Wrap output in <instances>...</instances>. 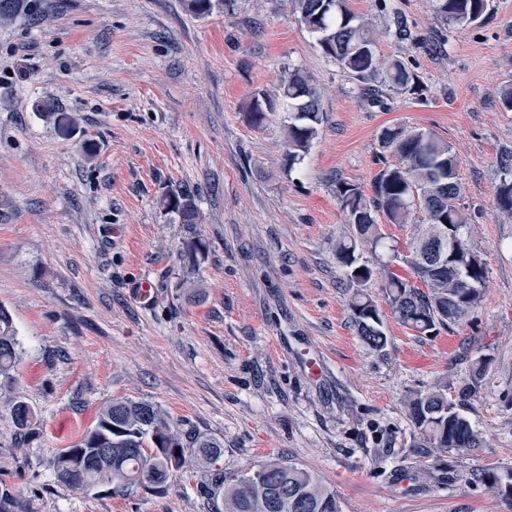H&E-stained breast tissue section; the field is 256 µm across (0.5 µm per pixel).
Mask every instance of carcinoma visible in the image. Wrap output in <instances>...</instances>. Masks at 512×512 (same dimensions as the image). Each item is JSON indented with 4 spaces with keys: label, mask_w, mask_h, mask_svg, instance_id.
<instances>
[{
    "label": "carcinoma",
    "mask_w": 512,
    "mask_h": 512,
    "mask_svg": "<svg viewBox=\"0 0 512 512\" xmlns=\"http://www.w3.org/2000/svg\"><path fill=\"white\" fill-rule=\"evenodd\" d=\"M215 7L214 0H184L185 10L195 16L209 14ZM25 8V0H0V23L11 21ZM434 8L442 21L467 26L488 17L489 0H435ZM295 10L321 52L357 81L366 83L382 74L393 87L415 84L416 75L403 62L381 57L369 23L350 10L349 0H295ZM280 108L288 112L286 163L291 168L309 150L324 120L320 94L306 75L290 71L282 77L276 98L258 95L252 99L248 116L254 126L263 127ZM40 112L65 137L76 128L75 118L47 103L40 105ZM380 143L396 157L397 164L376 174L371 195L354 184L336 181V196L350 227L336 245V259L356 286L350 309L357 335L372 350L383 349L387 336L377 301L363 289L374 271L359 263L357 251L365 244H380L375 213H383L393 224L409 223L416 212L425 217L408 245V254L402 256L412 276L389 273L382 288L394 317L405 328L422 334L463 320L478 306L485 279V267L464 236L467 217L457 203L460 178L453 147L428 130L399 125L384 128ZM497 165L502 178L495 208L511 219L512 151L501 154ZM162 207L178 215L182 224L198 223L194 196L186 190L165 193ZM441 224L448 225L460 247L459 258L448 259V268L442 271L431 261V245ZM418 282L423 287L416 286ZM20 352L12 318L0 307V383L12 379ZM486 365L482 359L475 362L462 397L475 393ZM3 403L9 407L17 432L28 438L36 423L34 409L18 396ZM408 412L415 432L432 448L450 453L481 447L470 421L441 390L411 398ZM222 448L224 444L206 434L174 430L152 403L113 400L99 408L93 429L54 457L53 470L58 482L85 493L114 484L162 493L176 473L213 464ZM200 492L211 500L215 512H341L335 491L313 472L287 461L268 462L251 474L231 479L213 473L210 482L200 485Z\"/></svg>",
    "instance_id": "carcinoma-1"
}]
</instances>
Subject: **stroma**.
I'll list each match as a JSON object with an SVG mask.
<instances>
[{"label": "stroma", "mask_w": 512, "mask_h": 512, "mask_svg": "<svg viewBox=\"0 0 512 512\" xmlns=\"http://www.w3.org/2000/svg\"><path fill=\"white\" fill-rule=\"evenodd\" d=\"M379 54L420 88L359 82L325 57L294 0H224L194 16L182 0H30L0 27V306L23 356L6 389L37 412L19 441L0 407V499L7 512H209L182 471L156 494L83 493L52 461L113 399L156 405L172 428L221 440L213 472L283 460L335 490L342 512H511L481 482L512 477V220L497 216L500 153L512 149V0L481 25L451 27L433 0H349ZM402 16L413 36L393 35ZM317 87L324 111L308 152L284 161L287 113L252 127L247 108L276 96L285 71ZM75 114L62 136L36 110ZM423 128L458 158L466 239L485 266L480 306L427 334L381 308L387 343L355 332L353 290L336 260L348 226L344 180L370 190L394 158L383 128ZM184 186L200 213L181 224L159 204ZM362 248L378 300L414 224L378 219ZM202 240L204 255L186 244ZM149 282L143 306L132 290ZM488 367L459 400L470 365ZM447 384L482 439L474 451L418 447L406 403Z\"/></svg>", "instance_id": "obj_1"}]
</instances>
